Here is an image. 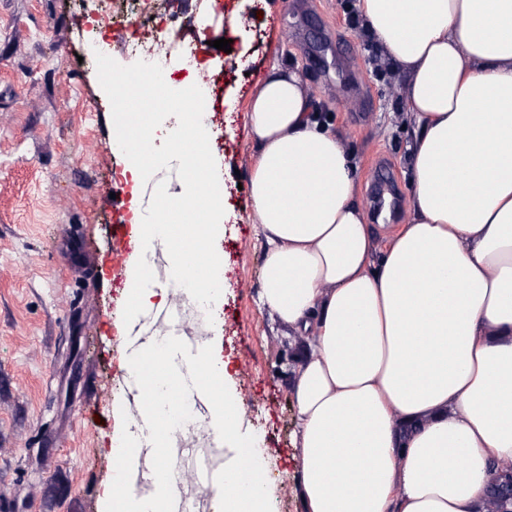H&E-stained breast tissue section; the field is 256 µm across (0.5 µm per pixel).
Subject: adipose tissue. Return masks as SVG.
I'll return each instance as SVG.
<instances>
[{
    "instance_id": "obj_1",
    "label": "adipose tissue",
    "mask_w": 512,
    "mask_h": 512,
    "mask_svg": "<svg viewBox=\"0 0 512 512\" xmlns=\"http://www.w3.org/2000/svg\"><path fill=\"white\" fill-rule=\"evenodd\" d=\"M406 79L409 216L377 243L295 71L249 105L260 301L294 375L307 512H479L512 460V0H358Z\"/></svg>"
}]
</instances>
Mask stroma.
I'll list each match as a JSON object with an SVG mask.
<instances>
[{
  "instance_id": "stroma-1",
  "label": "stroma",
  "mask_w": 512,
  "mask_h": 512,
  "mask_svg": "<svg viewBox=\"0 0 512 512\" xmlns=\"http://www.w3.org/2000/svg\"><path fill=\"white\" fill-rule=\"evenodd\" d=\"M357 0H224L195 16L189 36L209 40L224 66V135L210 139L224 186V320L211 339L229 362L228 388L253 434L274 512H303L293 457L297 351L260 302L263 238L248 190L256 141L248 105L271 67L295 70L314 111L338 129L371 210L376 170L392 171L399 206L385 238L408 218L409 123L404 80L355 25ZM231 40L230 51L214 40ZM110 30L75 0H0V512H104L129 356L124 298L100 272L130 161L114 151L110 102L95 54ZM346 45L350 78L319 67L309 43Z\"/></svg>"
}]
</instances>
